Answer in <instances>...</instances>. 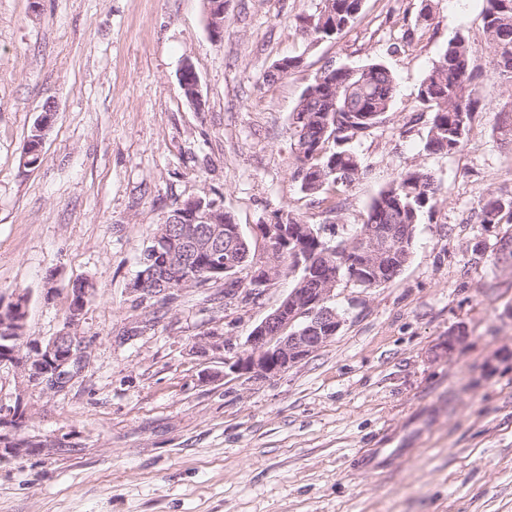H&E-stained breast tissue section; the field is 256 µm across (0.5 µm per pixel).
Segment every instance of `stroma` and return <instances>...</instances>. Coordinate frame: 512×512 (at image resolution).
I'll return each instance as SVG.
<instances>
[{
    "mask_svg": "<svg viewBox=\"0 0 512 512\" xmlns=\"http://www.w3.org/2000/svg\"><path fill=\"white\" fill-rule=\"evenodd\" d=\"M320 0H227L221 40L205 0H0V299L29 297L27 333L84 341L62 392H18L0 367V408L23 400L22 435L44 448L0 457V512H512V266L474 252L512 219L481 221L512 195V85L490 61L483 0H364L338 39H305ZM479 57L482 105L452 154L424 148L418 86L448 41ZM300 67L266 74L281 58ZM199 75L201 106L179 84ZM380 62L397 77L389 118L356 143L368 176L346 188L348 240L398 172L420 167L444 202L423 214L411 257L379 288L340 281L344 323L278 376L225 377L224 361L292 286L225 300L223 282L162 306L129 287L144 242L185 200H215L262 253L256 227L292 210L326 224L292 178L290 115L326 64ZM54 107L38 167L25 142ZM95 295L66 325L74 281ZM466 337L440 353L448 332ZM216 348L197 352L204 334ZM381 449L386 462L357 464ZM180 86L185 97L197 107L201 105L202 93L198 74L191 61H184L180 72ZM507 208L512 217V198L490 195L480 206L483 223L496 224L498 217Z\"/></svg>",
    "mask_w": 512,
    "mask_h": 512,
    "instance_id": "1",
    "label": "stroma"
}]
</instances>
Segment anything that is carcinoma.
<instances>
[{
	"mask_svg": "<svg viewBox=\"0 0 512 512\" xmlns=\"http://www.w3.org/2000/svg\"><path fill=\"white\" fill-rule=\"evenodd\" d=\"M363 0H322L321 10L334 14V22L318 28V20L301 32L312 40L334 39L355 24L362 12ZM484 29L488 35L491 59L499 74L512 81V0H485ZM479 65L466 38L457 35L442 50L437 62L422 78L417 92L421 112L430 113L424 149L433 154H452L463 144L473 113L480 106L477 86ZM324 84L301 97L291 113L289 131L294 140L296 167L292 178L302 194L324 206L323 212L340 218L346 199L344 189L369 173V166L354 150L353 144L368 136L384 123L396 93L393 72L384 64L371 62L362 66H330L322 71ZM440 188L432 175L419 168L399 172L372 200L364 222L355 229L359 234L366 226L389 224L400 237L395 251L382 260L378 268L359 280L361 256L353 241L334 243L301 232L315 229V224L290 210L275 214L274 223L284 220L298 230L288 244H273L283 277H293V287L312 288L314 281L304 279L305 270L295 271V252L327 255L321 276L338 282L345 278L363 288H379L396 278L408 263L415 238L416 224L424 212H432L440 202ZM483 223L496 224L502 211L512 214V198L489 196L480 206ZM512 233L497 239L500 247L491 250V258L512 260L508 249ZM224 256L237 261L240 277L224 280V295L238 288H248L261 274L254 266L248 239L225 234ZM26 323L11 308L0 311V336H23Z\"/></svg>",
	"mask_w": 512,
	"mask_h": 512,
	"instance_id": "cac0c4a2",
	"label": "carcinoma"
}]
</instances>
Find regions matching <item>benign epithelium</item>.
Instances as JSON below:
<instances>
[{"label": "benign epithelium", "mask_w": 512, "mask_h": 512, "mask_svg": "<svg viewBox=\"0 0 512 512\" xmlns=\"http://www.w3.org/2000/svg\"><path fill=\"white\" fill-rule=\"evenodd\" d=\"M226 0H213L207 7L208 25L211 34L220 38L224 29ZM180 86L185 97L194 105H201L202 93L198 74L191 61L182 64ZM169 223L181 228L178 235H167L155 239V251L166 253V268L142 275L134 281V292L143 291L146 278L150 277L161 286L166 285L167 269L180 270L182 280L192 282L199 276L197 270L184 261V254L195 250L205 242L211 244L220 240L222 220L218 217L217 205H205L201 199H190L179 205ZM257 231L263 240L288 241V226L283 224L275 229L270 224H260ZM398 239L392 227L370 226L358 237L356 249L363 257V266L371 267L376 257L388 250L391 242ZM334 289L331 282L307 293L293 288L247 337L245 349L234 357L224 360L229 372L248 381L266 380L275 377L310 357L327 344L343 325V318L330 306ZM306 321L295 324L298 317ZM27 353L15 348L13 359L0 361L3 366L16 372L18 388L29 385L42 386L58 391L65 378L73 375L67 370L70 363L82 368L86 358V346L70 330L65 329L46 339L26 341ZM23 394H18L16 407L6 409L0 417V455L12 458L26 456L29 439L19 436L18 426L13 424L16 409L23 407Z\"/></svg>", "instance_id": "7a95c632"}]
</instances>
